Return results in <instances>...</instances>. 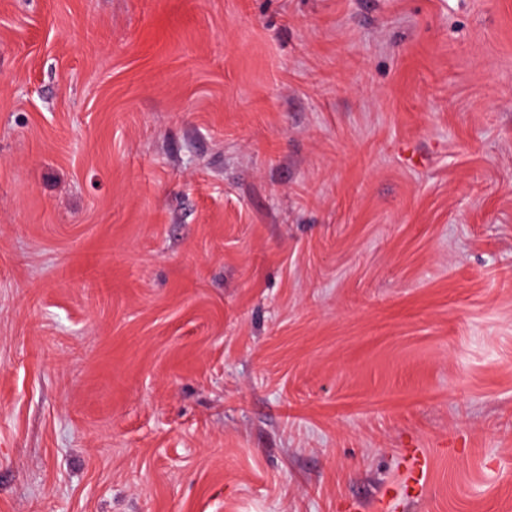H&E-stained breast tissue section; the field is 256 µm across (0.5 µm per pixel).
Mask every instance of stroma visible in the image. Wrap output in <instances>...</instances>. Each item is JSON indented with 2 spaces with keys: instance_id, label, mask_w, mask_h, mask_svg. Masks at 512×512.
I'll return each instance as SVG.
<instances>
[{
  "instance_id": "obj_1",
  "label": "stroma",
  "mask_w": 512,
  "mask_h": 512,
  "mask_svg": "<svg viewBox=\"0 0 512 512\" xmlns=\"http://www.w3.org/2000/svg\"><path fill=\"white\" fill-rule=\"evenodd\" d=\"M0 512H512V0H0ZM401 468L406 496H420L426 479V460L420 448L406 449L401 460Z\"/></svg>"
}]
</instances>
